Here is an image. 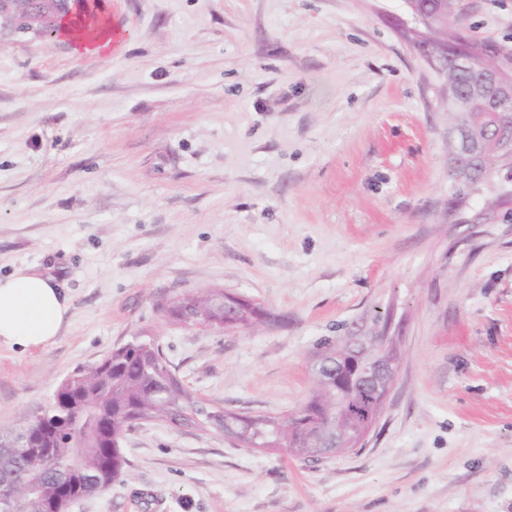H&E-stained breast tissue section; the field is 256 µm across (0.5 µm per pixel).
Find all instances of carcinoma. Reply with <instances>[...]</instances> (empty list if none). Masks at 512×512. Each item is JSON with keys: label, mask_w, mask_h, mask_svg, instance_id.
I'll return each mask as SVG.
<instances>
[{"label": "carcinoma", "mask_w": 512, "mask_h": 512, "mask_svg": "<svg viewBox=\"0 0 512 512\" xmlns=\"http://www.w3.org/2000/svg\"><path fill=\"white\" fill-rule=\"evenodd\" d=\"M420 13L432 20L434 31L428 41L419 44L428 56L443 42L469 50L473 62L466 71L452 65L439 68L450 89L460 88L479 79L486 66L497 61L512 64V50L470 33L444 27L434 16H454V0H418ZM494 139L481 145L480 152L470 158L478 178V187L489 191V185L507 182L499 171L500 149L512 147V102L506 104L493 119ZM224 291L210 289L191 298L173 297L165 312L175 321L201 313L228 323V328H251L268 320L267 313L256 304L235 305L224 309ZM362 338L342 336L325 338L317 344L316 356L333 358L345 366L362 357ZM350 370L336 377L330 373L314 376L311 396L302 409L278 418H251L212 411L213 424L231 440L246 446L255 443L267 450L287 448L301 458H318L321 449L309 438L308 424L329 418L350 435H361L378 422L384 402L372 389L348 379ZM56 393L68 407L50 405L49 430H36V446L30 450L0 447V476L20 482L16 505L22 512H66L76 498L102 492L122 478L126 461L120 447L126 431L142 421L163 420L175 428L191 421L207 422L200 401L178 380L168 365L159 345L137 341L112 350L100 363L79 369L63 380ZM98 413L112 418L110 429H81L67 432L74 418L85 413ZM34 483L40 496L32 500L27 484Z\"/></svg>", "instance_id": "cac0c4a2"}]
</instances>
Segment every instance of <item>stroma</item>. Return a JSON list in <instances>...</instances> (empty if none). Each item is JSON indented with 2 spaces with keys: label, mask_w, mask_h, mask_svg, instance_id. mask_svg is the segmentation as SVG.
I'll list each match as a JSON object with an SVG mask.
<instances>
[{
  "label": "stroma",
  "mask_w": 512,
  "mask_h": 512,
  "mask_svg": "<svg viewBox=\"0 0 512 512\" xmlns=\"http://www.w3.org/2000/svg\"><path fill=\"white\" fill-rule=\"evenodd\" d=\"M78 56L0 36V277L62 282L69 324L0 345V429L133 338L207 406L282 416L324 338L391 309L400 364L362 447L314 461L142 423L125 477L68 512H512V222L449 205L448 93L402 0H109ZM512 48V0H456ZM208 288L274 314L173 323ZM97 7L102 11V18L98 24L105 20L110 27L101 30H95L88 37L80 39H71L72 51L78 56H100L106 54L112 47V24L110 20V12L106 2L98 3Z\"/></svg>",
  "instance_id": "stroma-1"
}]
</instances>
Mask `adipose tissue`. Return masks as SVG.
<instances>
[{"instance_id":"1","label":"adipose tissue","mask_w":512,"mask_h":512,"mask_svg":"<svg viewBox=\"0 0 512 512\" xmlns=\"http://www.w3.org/2000/svg\"><path fill=\"white\" fill-rule=\"evenodd\" d=\"M69 311L65 288L36 266H21L0 279V345L24 350L52 343Z\"/></svg>"}]
</instances>
